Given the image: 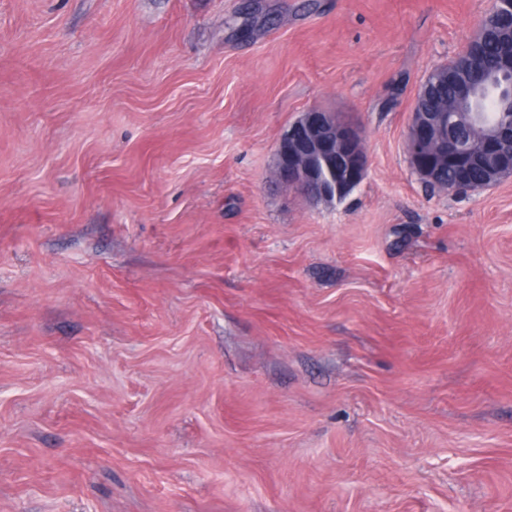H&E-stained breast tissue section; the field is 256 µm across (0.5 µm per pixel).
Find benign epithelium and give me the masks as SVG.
<instances>
[{"label": "benign epithelium", "mask_w": 512, "mask_h": 512, "mask_svg": "<svg viewBox=\"0 0 512 512\" xmlns=\"http://www.w3.org/2000/svg\"><path fill=\"white\" fill-rule=\"evenodd\" d=\"M491 21L512 27V0H493L477 33L453 62L433 68L425 77L410 113L405 152L412 169L423 182L453 194L479 191L512 176V119L475 122L463 111L477 88L495 81L493 77L480 79L470 58ZM450 81L456 95L449 108L466 117L457 126L448 125L444 113L427 112L422 107L435 87ZM450 161L454 173L451 186L441 180ZM367 164L359 129L319 109L302 113L277 149L278 178L316 201L344 198L363 180ZM476 169L482 172L479 182L472 179Z\"/></svg>", "instance_id": "benign-epithelium-1"}]
</instances>
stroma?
I'll list each match as a JSON object with an SVG mask.
<instances>
[{"instance_id": "1", "label": "stroma", "mask_w": 512, "mask_h": 512, "mask_svg": "<svg viewBox=\"0 0 512 512\" xmlns=\"http://www.w3.org/2000/svg\"><path fill=\"white\" fill-rule=\"evenodd\" d=\"M492 3L0 0V512H512V177L404 152ZM367 164L359 129L319 109L303 112L277 149L278 178L316 201L344 198L363 180Z\"/></svg>"}]
</instances>
